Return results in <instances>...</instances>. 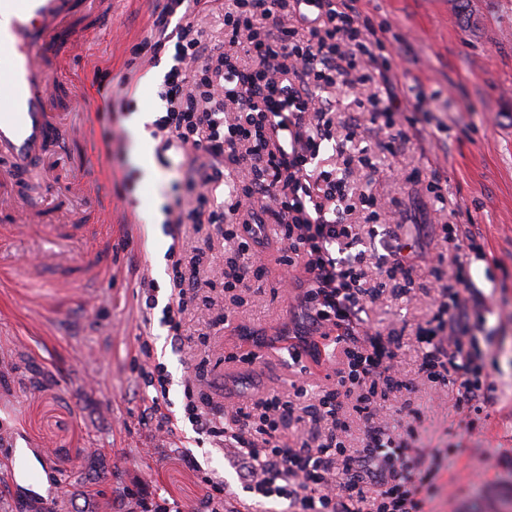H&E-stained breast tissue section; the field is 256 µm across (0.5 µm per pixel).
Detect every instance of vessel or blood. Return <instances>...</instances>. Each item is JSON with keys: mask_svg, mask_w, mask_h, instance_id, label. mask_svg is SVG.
Listing matches in <instances>:
<instances>
[{"mask_svg": "<svg viewBox=\"0 0 512 512\" xmlns=\"http://www.w3.org/2000/svg\"><path fill=\"white\" fill-rule=\"evenodd\" d=\"M112 16V0H0V80L12 92L13 103L0 112V157L9 171L0 173V190L13 173L38 165L49 145L62 144L66 129L47 110L49 90L62 88L60 72L81 35L97 30ZM18 222L37 224L45 209L41 198L13 204ZM106 224H56L50 235L56 239H103ZM105 263L102 249L73 258L56 256L37 266L41 276L58 269L75 268L80 282L95 280ZM12 476L27 483L36 475L29 448L11 441Z\"/></svg>", "mask_w": 512, "mask_h": 512, "instance_id": "1", "label": "vessel or blood"}]
</instances>
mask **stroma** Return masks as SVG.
Returning <instances> with one entry per match:
<instances>
[{"mask_svg":"<svg viewBox=\"0 0 512 512\" xmlns=\"http://www.w3.org/2000/svg\"><path fill=\"white\" fill-rule=\"evenodd\" d=\"M158 5L117 0L105 29L69 58L74 104L51 165L60 196L49 199L45 221L71 223L79 203L62 198L66 171L94 166L91 195L99 215L114 225L106 274L89 285L69 271L46 282L27 279L29 262L63 248L78 256L88 243L63 246L36 227L0 241V263L8 270L0 275V440L23 437L50 461L34 499L11 482L7 450L0 447V512H140L143 500L198 512L210 477L224 482L226 512H291L287 500L246 491L235 449L209 439L196 443L184 419L183 382L199 364L202 388L227 407L263 393L293 395L295 380L308 397L334 394L345 408L352 452L362 450L373 426L348 410L336 377L342 352L322 351L301 376L278 350L258 352L248 365L238 361L242 350L231 337L237 327L264 335L303 319L279 262L278 225L266 226L258 275L239 291L230 322L190 321L181 350L159 321L143 324L141 281H154L159 304H166L167 251L177 237L197 242L190 227L152 220L158 205L172 204L174 186L187 175L182 150L157 158L156 140L138 142L130 125L134 113L163 108L157 90L170 53L153 60L134 54L151 35ZM355 6L386 45L401 100L421 107L417 121L401 122L403 135L392 142L350 97H335L337 115L356 128L357 146L384 158L377 170L353 174L357 187L371 186L389 206L386 223L362 226L353 249L385 255L400 244L410 256L403 275L367 304L366 332L391 340L399 355L396 377L414 373L421 361L414 334L436 310L441 278L451 274L450 264L438 260L446 220L459 227V256L471 276L467 305L483 314L472 334L496 360L469 426L453 417L456 393L449 389L436 393L415 381L375 400L388 421L405 406L424 412L417 444L435 483L425 512H505L512 502V0H355ZM130 67L145 89L121 111H106L113 76ZM431 183L446 197L449 217L437 214ZM151 362L163 363L170 377L169 414L177 429L168 434L144 411L141 371ZM190 457L200 470L188 467Z\"/></svg>","mask_w":512,"mask_h":512,"instance_id":"35a3bbf8","label":"stroma"}]
</instances>
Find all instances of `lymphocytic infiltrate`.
Masks as SVG:
<instances>
[{
    "label": "lymphocytic infiltrate",
    "mask_w": 512,
    "mask_h": 512,
    "mask_svg": "<svg viewBox=\"0 0 512 512\" xmlns=\"http://www.w3.org/2000/svg\"><path fill=\"white\" fill-rule=\"evenodd\" d=\"M219 9V0H163L145 44L150 54L167 50L172 59L157 92L164 111L153 122V135L162 149L177 146L188 157V200L167 208V221L209 225L232 244L223 271L224 289L231 292L246 287L266 221L274 219L282 228L287 265L304 267L293 285L304 291L300 308L310 325L296 327L295 336L333 327L341 340L351 341L365 302L377 298L380 285L366 274V254H346L359 240L350 217L360 209L366 222L379 224L384 209L350 179L352 168L372 167V156L354 148V129L334 140L336 108L327 94L352 90L354 105L370 124L390 139L400 137L401 100L390 63L378 59L383 42L352 0H231L220 9L224 40L215 47L203 21ZM377 76L383 93L368 92ZM328 141L336 153L329 164L319 159ZM228 159L251 165L242 191L232 192L226 207L217 203L216 192ZM174 254L166 305L147 295L142 314L148 324L153 310L161 309L162 324L178 339L189 307L199 302L209 309L215 301L200 294L201 255L179 248ZM470 286L466 266L455 263L435 313L416 334L422 348L418 378L437 389L459 384V414L483 393L489 377L486 355L461 340L468 325L460 311ZM395 359L373 338L343 361L336 376L352 393L354 412L376 417L370 392L394 369ZM184 396L193 431L246 460L247 490L254 495L288 500L292 512H423L431 487L415 448L421 411L413 412L404 432L376 426L354 456L345 440L333 435L316 434L299 448L286 447L282 435L293 407L278 394L232 409L214 405L190 383ZM340 460L354 472L344 482L336 479Z\"/></svg>",
    "instance_id": "lymphocytic-infiltrate-1"
}]
</instances>
